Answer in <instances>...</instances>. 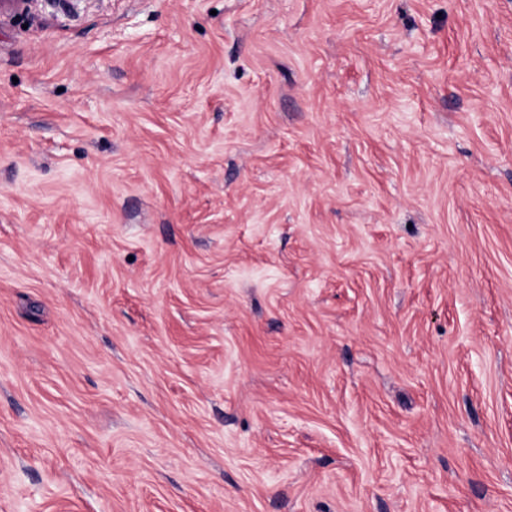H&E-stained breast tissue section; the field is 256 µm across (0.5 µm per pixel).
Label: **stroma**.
Listing matches in <instances>:
<instances>
[{
    "label": "stroma",
    "instance_id": "1",
    "mask_svg": "<svg viewBox=\"0 0 512 512\" xmlns=\"http://www.w3.org/2000/svg\"><path fill=\"white\" fill-rule=\"evenodd\" d=\"M0 512H512V0L0 13Z\"/></svg>",
    "mask_w": 512,
    "mask_h": 512
}]
</instances>
